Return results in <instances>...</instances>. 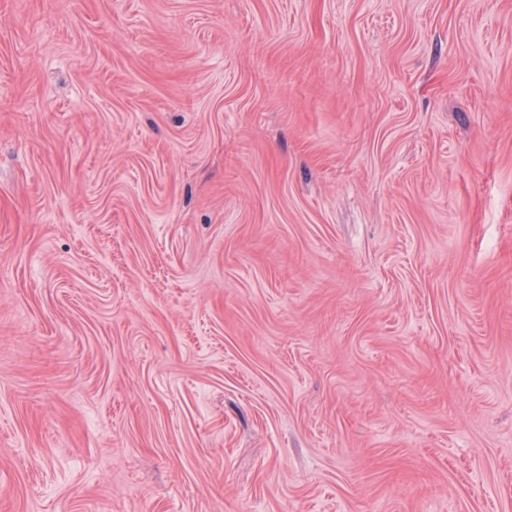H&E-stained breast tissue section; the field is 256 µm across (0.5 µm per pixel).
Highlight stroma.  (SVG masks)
Masks as SVG:
<instances>
[{"mask_svg":"<svg viewBox=\"0 0 512 512\" xmlns=\"http://www.w3.org/2000/svg\"><path fill=\"white\" fill-rule=\"evenodd\" d=\"M0 512H512V0H0Z\"/></svg>","mask_w":512,"mask_h":512,"instance_id":"obj_1","label":"stroma"}]
</instances>
